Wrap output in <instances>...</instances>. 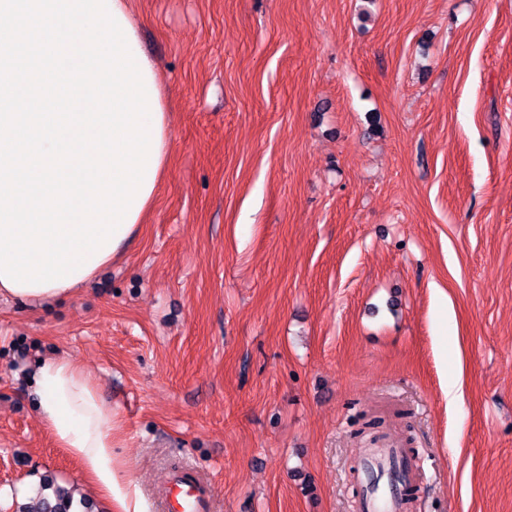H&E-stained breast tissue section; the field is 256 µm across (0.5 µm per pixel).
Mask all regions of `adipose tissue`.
<instances>
[{
	"mask_svg": "<svg viewBox=\"0 0 512 512\" xmlns=\"http://www.w3.org/2000/svg\"><path fill=\"white\" fill-rule=\"evenodd\" d=\"M172 150L129 0H0V297L72 296L122 255ZM40 422L104 508L145 512L113 466L117 416L66 356L33 375Z\"/></svg>",
	"mask_w": 512,
	"mask_h": 512,
	"instance_id": "1",
	"label": "adipose tissue"
}]
</instances>
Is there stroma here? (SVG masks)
I'll use <instances>...</instances> for the list:
<instances>
[{"mask_svg": "<svg viewBox=\"0 0 512 512\" xmlns=\"http://www.w3.org/2000/svg\"><path fill=\"white\" fill-rule=\"evenodd\" d=\"M132 10L170 162L74 296L0 301V512L82 489L30 382L60 355L147 512L174 463L214 512H360L359 456L392 445L403 512H512V0Z\"/></svg>", "mask_w": 512, "mask_h": 512, "instance_id": "stroma-1", "label": "stroma"}]
</instances>
